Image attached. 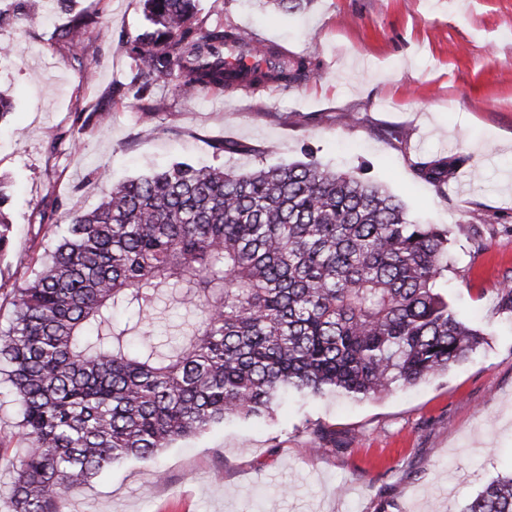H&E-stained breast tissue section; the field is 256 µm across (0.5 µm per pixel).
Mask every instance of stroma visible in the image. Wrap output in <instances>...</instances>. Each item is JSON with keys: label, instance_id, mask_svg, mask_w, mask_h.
I'll use <instances>...</instances> for the list:
<instances>
[{"label": "stroma", "instance_id": "obj_1", "mask_svg": "<svg viewBox=\"0 0 512 512\" xmlns=\"http://www.w3.org/2000/svg\"><path fill=\"white\" fill-rule=\"evenodd\" d=\"M203 14L263 43L313 58L292 88L200 93L157 87L145 120L133 98L111 96L130 70L122 39L142 25L140 0H76L72 8L0 26V92L13 108L0 123V186L9 195L11 243L0 256V323L10 290L42 253L33 214L46 197L90 210L113 181L176 161L245 171L258 159L313 156L364 170L422 221L450 228L444 286L456 315L485 335L465 362L416 386L357 400L296 397L262 418H237L181 439L157 463L103 471L67 512H460L490 480L512 473V315L497 290L512 281V0H313L303 14L266 0H201ZM87 11L107 21L80 54L55 31ZM105 122L72 142L73 116ZM409 134L396 147L389 130ZM220 138L248 146L214 158ZM457 154L446 191L413 164ZM479 225L475 252L464 229ZM20 417L0 385V512H9L10 459L21 453ZM325 442L312 445L313 428Z\"/></svg>", "mask_w": 512, "mask_h": 512}]
</instances>
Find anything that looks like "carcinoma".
Masks as SVG:
<instances>
[{
    "instance_id": "cac0c4a2",
    "label": "carcinoma",
    "mask_w": 512,
    "mask_h": 512,
    "mask_svg": "<svg viewBox=\"0 0 512 512\" xmlns=\"http://www.w3.org/2000/svg\"><path fill=\"white\" fill-rule=\"evenodd\" d=\"M46 0H10L21 24ZM200 0H142V32L121 42L133 61L112 95L145 101L307 78L309 62L232 24L199 16ZM98 16L81 12L57 39L77 48ZM217 154L250 152L215 140ZM461 158L414 165L441 189ZM108 184L98 206L55 218L43 255L13 288L0 324V380L20 413L25 451L10 461L12 512H65L68 498L128 458L233 417L260 418L297 392L369 398L448 371L484 341L442 287L447 228L410 219L363 173L309 160L247 172L179 162ZM0 190V254L10 221ZM184 305L180 340L143 329L161 297ZM136 320L114 322V313ZM462 512H512V474Z\"/></svg>"
}]
</instances>
